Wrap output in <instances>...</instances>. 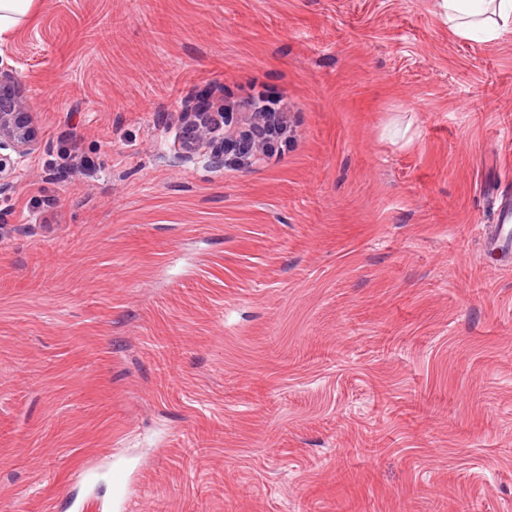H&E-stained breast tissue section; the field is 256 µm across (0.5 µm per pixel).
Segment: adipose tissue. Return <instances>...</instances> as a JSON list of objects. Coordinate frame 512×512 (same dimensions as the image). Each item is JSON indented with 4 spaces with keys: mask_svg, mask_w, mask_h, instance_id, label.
Segmentation results:
<instances>
[{
    "mask_svg": "<svg viewBox=\"0 0 512 512\" xmlns=\"http://www.w3.org/2000/svg\"><path fill=\"white\" fill-rule=\"evenodd\" d=\"M441 8L449 32L460 38L491 42L512 30V0H441Z\"/></svg>",
    "mask_w": 512,
    "mask_h": 512,
    "instance_id": "1",
    "label": "adipose tissue"
}]
</instances>
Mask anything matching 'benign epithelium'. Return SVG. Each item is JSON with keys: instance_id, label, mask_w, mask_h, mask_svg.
Returning a JSON list of instances; mask_svg holds the SVG:
<instances>
[{"instance_id": "obj_1", "label": "benign epithelium", "mask_w": 512, "mask_h": 512, "mask_svg": "<svg viewBox=\"0 0 512 512\" xmlns=\"http://www.w3.org/2000/svg\"><path fill=\"white\" fill-rule=\"evenodd\" d=\"M19 88L13 72L0 68V190L8 186L19 164L39 146L31 113L26 111ZM197 105L196 101H188L181 112L182 128L195 133L193 138L184 140L177 159L222 169L226 156L224 139L235 134V129L227 126L233 113L224 111L221 102L210 112L198 111Z\"/></svg>"}]
</instances>
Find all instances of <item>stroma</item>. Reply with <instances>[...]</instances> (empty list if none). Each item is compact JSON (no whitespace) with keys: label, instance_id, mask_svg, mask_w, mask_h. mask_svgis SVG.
Returning <instances> with one entry per match:
<instances>
[{"label":"stroma","instance_id":"stroma-1","mask_svg":"<svg viewBox=\"0 0 512 512\" xmlns=\"http://www.w3.org/2000/svg\"><path fill=\"white\" fill-rule=\"evenodd\" d=\"M0 67L40 144L0 191V512H512V32L39 0ZM203 93L287 138L179 164ZM497 220L499 224H494L489 232L486 233L485 243L496 253L509 246L512 242V207L508 203L498 211Z\"/></svg>","mask_w":512,"mask_h":512}]
</instances>
